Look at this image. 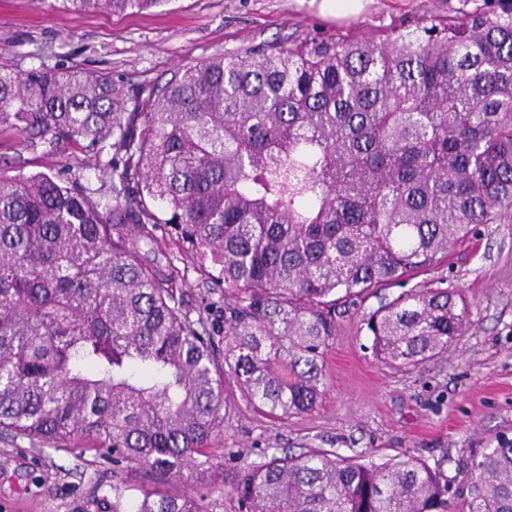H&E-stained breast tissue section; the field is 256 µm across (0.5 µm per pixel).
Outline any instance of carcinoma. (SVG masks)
<instances>
[{
	"label": "carcinoma",
	"instance_id": "carcinoma-1",
	"mask_svg": "<svg viewBox=\"0 0 512 512\" xmlns=\"http://www.w3.org/2000/svg\"><path fill=\"white\" fill-rule=\"evenodd\" d=\"M75 13L165 0H61ZM0 130L54 152L112 149L91 188L0 174V434L83 440L117 472L196 478L112 512H512V438L452 476L323 448L224 465V376L267 415L313 412L336 294L436 267L475 224L512 221V0L380 35L307 36L217 54L160 93L0 54ZM164 205L158 212L155 202ZM170 224L235 301L216 341L140 244ZM469 324L449 288H415L367 319L376 360L416 366Z\"/></svg>",
	"mask_w": 512,
	"mask_h": 512
}]
</instances>
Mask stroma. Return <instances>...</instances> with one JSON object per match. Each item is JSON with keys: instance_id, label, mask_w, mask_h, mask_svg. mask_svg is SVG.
I'll return each instance as SVG.
<instances>
[{"instance_id": "obj_1", "label": "stroma", "mask_w": 512, "mask_h": 512, "mask_svg": "<svg viewBox=\"0 0 512 512\" xmlns=\"http://www.w3.org/2000/svg\"><path fill=\"white\" fill-rule=\"evenodd\" d=\"M320 0H167L147 11L75 14L45 0H0V49L18 71L76 65L137 90H156L185 66L213 55L298 41L307 35L379 34L443 17L459 0H366L361 14L323 15ZM0 172L79 176L96 188V161L60 147L18 145L0 132ZM146 257L167 263L191 314L224 333L232 302L222 280H205L190 247L161 224ZM461 291L471 325L446 355L418 367L375 360L365 321L399 294L434 282ZM336 340L325 357L327 388L309 414L276 420L256 411L233 378L224 380L225 454L263 461L272 449L325 448L382 463L411 456L453 474L473 452L512 437V222L480 224L437 269L365 297L339 301ZM139 497V476L113 477L94 448H38L0 437V512H112V487Z\"/></svg>"}]
</instances>
